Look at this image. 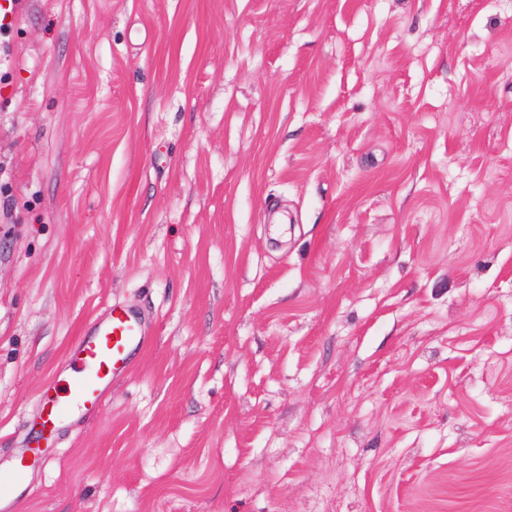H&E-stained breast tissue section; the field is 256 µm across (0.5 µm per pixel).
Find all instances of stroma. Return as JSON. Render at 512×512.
<instances>
[{"mask_svg": "<svg viewBox=\"0 0 512 512\" xmlns=\"http://www.w3.org/2000/svg\"><path fill=\"white\" fill-rule=\"evenodd\" d=\"M115 303L19 512H512V0H23L1 459ZM150 341L146 319L137 311L112 304L104 320L93 321L71 343L65 359L62 386L48 392L40 416L33 422L28 445L30 454L7 465L0 464V511L15 512L28 492L27 473L41 459V446H48L77 412L93 408L104 399L112 378L131 356Z\"/></svg>", "mask_w": 512, "mask_h": 512, "instance_id": "stroma-1", "label": "stroma"}]
</instances>
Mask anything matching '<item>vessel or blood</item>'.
Instances as JSON below:
<instances>
[{"label":"vessel or blood","instance_id":"obj_1","mask_svg":"<svg viewBox=\"0 0 512 512\" xmlns=\"http://www.w3.org/2000/svg\"><path fill=\"white\" fill-rule=\"evenodd\" d=\"M150 341L146 319L137 311L115 304L104 320L92 322L71 343L59 387L48 392L40 416L30 431L28 456L0 465V512H16L28 492L27 473L41 458L44 445L52 443L78 413L102 402L106 388L131 356Z\"/></svg>","mask_w":512,"mask_h":512}]
</instances>
